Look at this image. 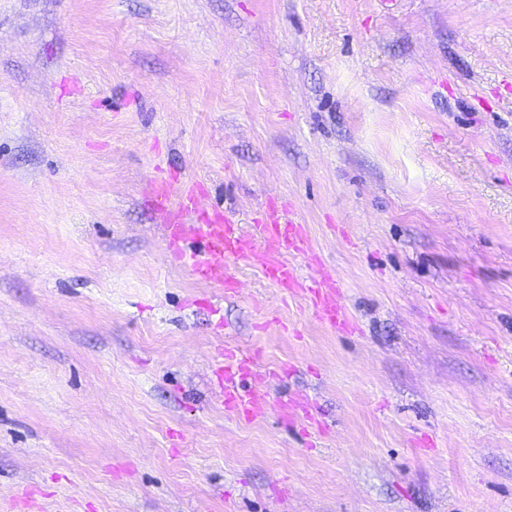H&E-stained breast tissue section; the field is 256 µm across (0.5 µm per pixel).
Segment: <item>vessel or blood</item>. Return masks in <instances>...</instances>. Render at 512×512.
Instances as JSON below:
<instances>
[{
	"mask_svg": "<svg viewBox=\"0 0 512 512\" xmlns=\"http://www.w3.org/2000/svg\"><path fill=\"white\" fill-rule=\"evenodd\" d=\"M150 203L165 221L168 258L188 267L197 279L233 290L236 281L228 263L246 260L277 288L306 297L320 321L341 331L349 329L335 276L321 271L303 277L288 263V256L310 255L311 243L306 226L293 222L286 208L263 209L252 232L243 233L221 210L201 208L198 190L192 186L182 188L158 178ZM254 363L253 353L236 347L224 348L216 356L215 394L222 406L244 418L253 417L265 405L264 399L239 388Z\"/></svg>",
	"mask_w": 512,
	"mask_h": 512,
	"instance_id": "1",
	"label": "vessel or blood"
}]
</instances>
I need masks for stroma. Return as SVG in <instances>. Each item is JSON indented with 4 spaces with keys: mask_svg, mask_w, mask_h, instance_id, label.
I'll return each mask as SVG.
<instances>
[{
    "mask_svg": "<svg viewBox=\"0 0 512 512\" xmlns=\"http://www.w3.org/2000/svg\"><path fill=\"white\" fill-rule=\"evenodd\" d=\"M161 175L353 331L170 261ZM0 512H512V0H0ZM255 354L236 347H225L216 356L214 390L222 407L239 417L251 418L267 405V401L242 392L239 383L252 374Z\"/></svg>",
    "mask_w": 512,
    "mask_h": 512,
    "instance_id": "35a3bbf8",
    "label": "stroma"
}]
</instances>
